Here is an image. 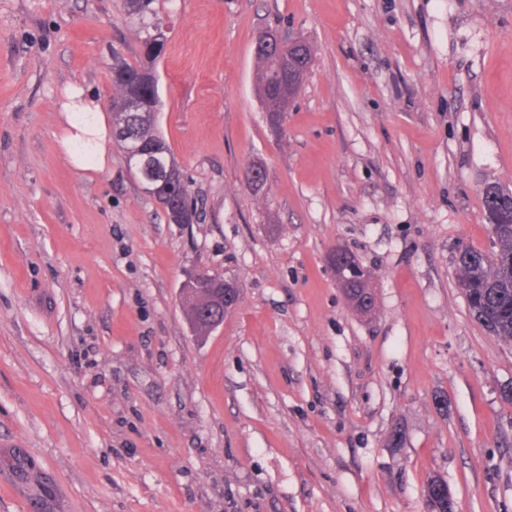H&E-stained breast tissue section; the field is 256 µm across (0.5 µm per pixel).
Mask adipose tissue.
<instances>
[{
	"label": "adipose tissue",
	"instance_id": "ef3b65f1",
	"mask_svg": "<svg viewBox=\"0 0 512 512\" xmlns=\"http://www.w3.org/2000/svg\"><path fill=\"white\" fill-rule=\"evenodd\" d=\"M67 128L62 145L75 167L82 171L104 170L112 126L100 101L81 89H69L61 104Z\"/></svg>",
	"mask_w": 512,
	"mask_h": 512
}]
</instances>
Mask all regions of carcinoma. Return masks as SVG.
<instances>
[{"label": "carcinoma", "mask_w": 512, "mask_h": 512, "mask_svg": "<svg viewBox=\"0 0 512 512\" xmlns=\"http://www.w3.org/2000/svg\"><path fill=\"white\" fill-rule=\"evenodd\" d=\"M128 10L137 22L142 53L149 62H155L162 51L155 49L166 44V26L155 6V0H127ZM258 92L268 113L286 110L272 82L275 70L274 53H257ZM112 98H134L143 112L134 130L146 147H155L166 161L172 154L159 134L157 123L150 120V113L161 110V99L157 78L148 65L112 64ZM131 130L127 113L112 109V135L114 141L127 150L129 141L122 133ZM485 217L489 230L497 231L493 240L494 250L487 253L464 244L460 255L454 258V273L458 287L462 290L468 307L476 320L493 336L504 343L512 344V191L500 184L495 190L482 193ZM427 499L452 512L448 502V485L441 480H430L424 489Z\"/></svg>", "instance_id": "cac0c4a2"}]
</instances>
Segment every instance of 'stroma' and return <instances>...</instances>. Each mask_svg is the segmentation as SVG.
<instances>
[{
  "mask_svg": "<svg viewBox=\"0 0 512 512\" xmlns=\"http://www.w3.org/2000/svg\"><path fill=\"white\" fill-rule=\"evenodd\" d=\"M171 224L110 145L63 150L67 88L143 59L126 0H0V512H512V346L453 259L512 187V0H158ZM312 68L271 129L255 39ZM266 170L263 194L245 181ZM371 273L354 311L327 263ZM235 280L195 338L186 271Z\"/></svg>",
  "mask_w": 512,
  "mask_h": 512,
  "instance_id": "1",
  "label": "stroma"
}]
</instances>
